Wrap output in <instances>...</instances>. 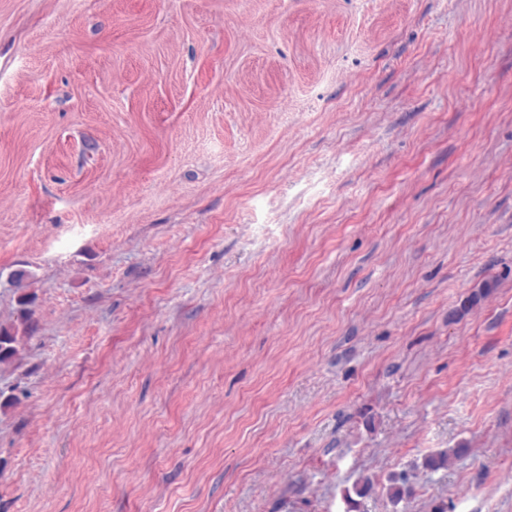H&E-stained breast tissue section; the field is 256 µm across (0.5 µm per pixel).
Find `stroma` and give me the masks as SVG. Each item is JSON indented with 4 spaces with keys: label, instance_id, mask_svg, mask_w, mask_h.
<instances>
[{
    "label": "stroma",
    "instance_id": "35a3bbf8",
    "mask_svg": "<svg viewBox=\"0 0 512 512\" xmlns=\"http://www.w3.org/2000/svg\"><path fill=\"white\" fill-rule=\"evenodd\" d=\"M17 269L0 512H512V0H0Z\"/></svg>",
    "mask_w": 512,
    "mask_h": 512
}]
</instances>
